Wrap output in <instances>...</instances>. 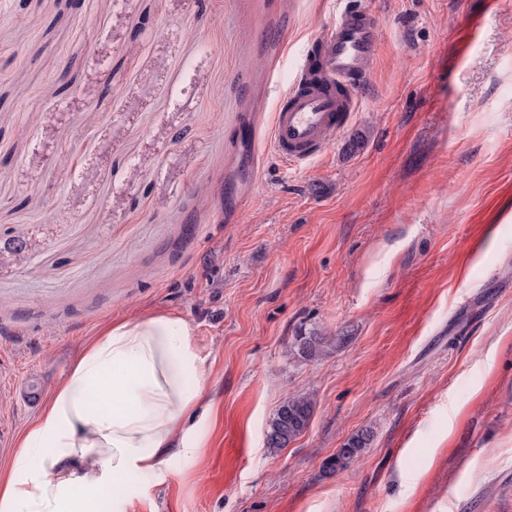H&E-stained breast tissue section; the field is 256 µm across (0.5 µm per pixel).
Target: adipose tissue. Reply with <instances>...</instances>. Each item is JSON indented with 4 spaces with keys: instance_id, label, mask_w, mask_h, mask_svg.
<instances>
[{
    "instance_id": "adipose-tissue-1",
    "label": "adipose tissue",
    "mask_w": 512,
    "mask_h": 512,
    "mask_svg": "<svg viewBox=\"0 0 512 512\" xmlns=\"http://www.w3.org/2000/svg\"><path fill=\"white\" fill-rule=\"evenodd\" d=\"M206 357L174 313L112 323L76 358L0 475V512H123L128 481L195 456Z\"/></svg>"
}]
</instances>
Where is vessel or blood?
<instances>
[{
	"instance_id": "vessel-or-blood-1",
	"label": "vessel or blood",
	"mask_w": 512,
	"mask_h": 512,
	"mask_svg": "<svg viewBox=\"0 0 512 512\" xmlns=\"http://www.w3.org/2000/svg\"><path fill=\"white\" fill-rule=\"evenodd\" d=\"M377 25L365 10L342 11L276 100L270 125L275 155L290 164L320 156L350 124L356 89L377 61Z\"/></svg>"
}]
</instances>
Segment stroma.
Instances as JSON below:
<instances>
[{
  "mask_svg": "<svg viewBox=\"0 0 512 512\" xmlns=\"http://www.w3.org/2000/svg\"><path fill=\"white\" fill-rule=\"evenodd\" d=\"M359 8L382 47L354 117L284 163L277 95ZM7 238L0 469L38 415L17 387L174 312L207 358L203 447L125 512H512V0H0ZM298 393L311 423L271 450ZM321 334L312 333L308 336L301 333L296 336L294 348L297 349V353L304 359H311L316 357L323 348V340ZM314 407L309 393L290 396L275 412L269 423L266 445L271 449L285 448L308 428ZM366 444L367 440L362 434L353 436L327 460V470L338 472L347 469L361 456Z\"/></svg>",
  "mask_w": 512,
  "mask_h": 512,
  "instance_id": "obj_1",
  "label": "stroma"
}]
</instances>
